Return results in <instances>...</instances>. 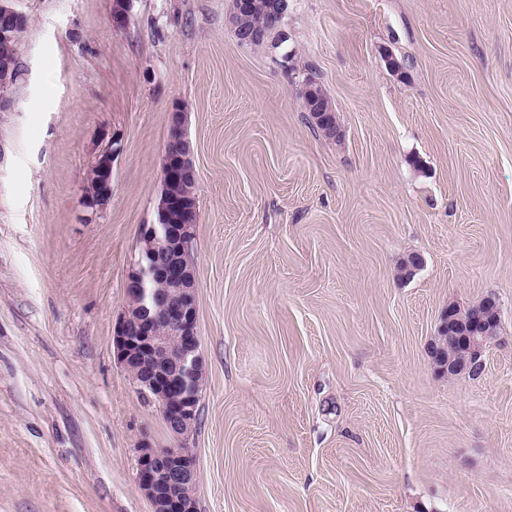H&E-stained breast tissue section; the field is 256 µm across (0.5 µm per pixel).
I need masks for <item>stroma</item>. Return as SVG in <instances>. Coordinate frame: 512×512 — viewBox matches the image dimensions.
<instances>
[{
    "mask_svg": "<svg viewBox=\"0 0 512 512\" xmlns=\"http://www.w3.org/2000/svg\"><path fill=\"white\" fill-rule=\"evenodd\" d=\"M230 4L134 0L116 31L112 0H11L0 512H151L137 449L176 440L112 336L175 104L196 168L197 512H512V0H290L288 63L237 43ZM308 76L339 138L303 111ZM110 146L111 202L85 208ZM487 295L484 373L436 377L442 310Z\"/></svg>",
    "mask_w": 512,
    "mask_h": 512,
    "instance_id": "35a3bbf8",
    "label": "stroma"
}]
</instances>
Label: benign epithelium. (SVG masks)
<instances>
[{
	"label": "benign epithelium",
	"instance_id": "1",
	"mask_svg": "<svg viewBox=\"0 0 512 512\" xmlns=\"http://www.w3.org/2000/svg\"><path fill=\"white\" fill-rule=\"evenodd\" d=\"M133 0H113L112 29L125 28L130 20ZM289 0L270 2L269 29L266 35L276 48L286 32L276 21L288 14ZM17 15L10 0H0V42L19 37L16 28L5 20ZM23 68L21 58L0 57V109L10 106L1 95ZM304 109L325 119L331 103L306 86ZM170 122L180 131L178 146L165 147L161 179L183 180L195 174L193 150L185 129L184 111L170 113ZM113 149L100 151L93 162L96 170L85 191L86 205L97 207L101 196L112 198ZM195 225L144 224L136 255L126 281L127 306L115 326L113 348L139 393L157 405L169 432L178 440L195 428L205 379L199 353L197 300L192 244ZM163 281L165 288L147 293V278ZM501 307L493 295L470 306L461 314L450 303L440 318L437 336L428 345L435 373L440 377L459 374L480 376L485 369L489 346L487 332L500 322ZM137 474L141 490L152 505V512H196L197 482L193 456L188 449L156 447L144 443L137 448Z\"/></svg>",
	"mask_w": 512,
	"mask_h": 512
}]
</instances>
